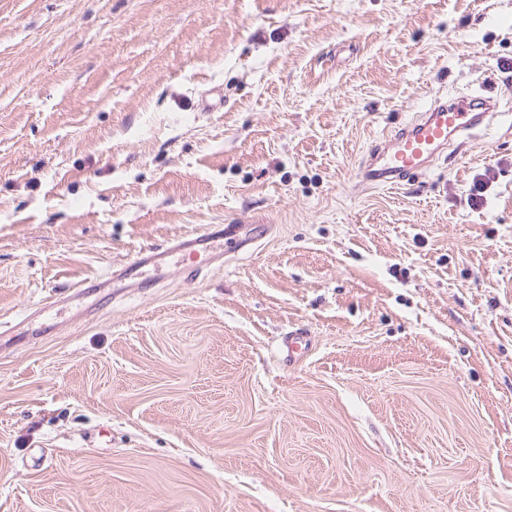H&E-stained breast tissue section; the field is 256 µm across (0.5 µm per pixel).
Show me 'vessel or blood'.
<instances>
[{
    "label": "vessel or blood",
    "mask_w": 512,
    "mask_h": 512,
    "mask_svg": "<svg viewBox=\"0 0 512 512\" xmlns=\"http://www.w3.org/2000/svg\"><path fill=\"white\" fill-rule=\"evenodd\" d=\"M493 98L439 97L415 117L404 122L389 136L375 143L360 166L363 186L379 188L411 184L423 175L455 141L470 136L477 128H490L496 115ZM266 225L256 234L245 232L240 224H212L204 230L172 239L165 250L140 249L108 278L95 285L110 289L119 297L126 289L159 288L167 280L169 258L185 261L192 278L223 268L224 257L235 254L265 236Z\"/></svg>",
    "instance_id": "1"
}]
</instances>
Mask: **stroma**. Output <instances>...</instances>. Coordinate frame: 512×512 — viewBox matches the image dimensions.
<instances>
[{"instance_id":"obj_1","label":"stroma","mask_w":512,"mask_h":512,"mask_svg":"<svg viewBox=\"0 0 512 512\" xmlns=\"http://www.w3.org/2000/svg\"><path fill=\"white\" fill-rule=\"evenodd\" d=\"M438 94L495 129L361 186ZM0 512H512V0H0ZM257 235L246 234L242 224H211L204 230L186 233L172 239L164 251L156 248L140 249L119 269H113L108 278H96L99 288H112L109 301H115L127 288L136 291L161 288L167 281L168 258L177 257L191 278L224 267V255L235 254L266 235L267 226L258 224Z\"/></svg>"}]
</instances>
